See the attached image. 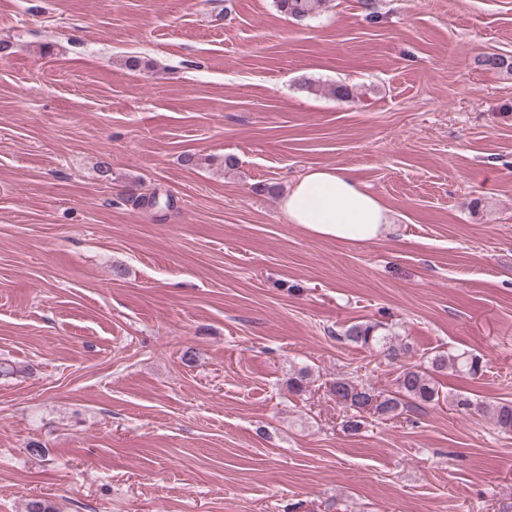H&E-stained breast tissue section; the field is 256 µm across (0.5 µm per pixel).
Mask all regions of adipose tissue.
<instances>
[{"instance_id":"1","label":"adipose tissue","mask_w":512,"mask_h":512,"mask_svg":"<svg viewBox=\"0 0 512 512\" xmlns=\"http://www.w3.org/2000/svg\"><path fill=\"white\" fill-rule=\"evenodd\" d=\"M289 223L337 242L367 244L385 231L388 209L342 167H314L281 202Z\"/></svg>"}]
</instances>
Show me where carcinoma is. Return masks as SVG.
Here are the masks:
<instances>
[{
  "label": "carcinoma",
  "mask_w": 512,
  "mask_h": 512,
  "mask_svg": "<svg viewBox=\"0 0 512 512\" xmlns=\"http://www.w3.org/2000/svg\"><path fill=\"white\" fill-rule=\"evenodd\" d=\"M323 2L324 0H277V6L292 17L304 20L316 14ZM475 63L485 70L512 75V57L484 53L475 57ZM338 339L375 349L383 354L388 363L399 365V373L395 378L396 390L388 394L348 378H336L330 392L336 397V402L350 412L344 424L346 430L358 431L362 425L363 413L368 410L374 411L381 419H390L400 415L410 403L431 405L449 399L455 411L486 415L500 431L512 433L511 402L484 403L463 394L448 397L437 386L435 375L448 368L474 377L479 375L482 371L479 356L465 351H439L418 363H408L406 359L412 356L411 347L384 333L380 324L372 322L355 323L338 335Z\"/></svg>",
  "instance_id": "cac0c4a2"
}]
</instances>
